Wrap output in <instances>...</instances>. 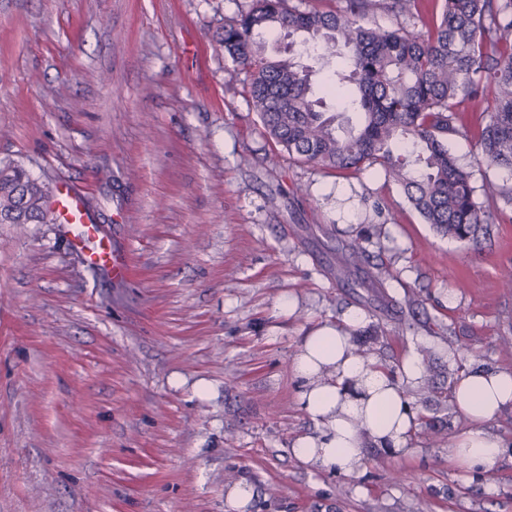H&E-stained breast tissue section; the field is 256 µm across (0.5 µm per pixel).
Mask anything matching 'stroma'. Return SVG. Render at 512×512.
I'll use <instances>...</instances> for the list:
<instances>
[{
	"label": "stroma",
	"instance_id": "35a3bbf8",
	"mask_svg": "<svg viewBox=\"0 0 512 512\" xmlns=\"http://www.w3.org/2000/svg\"><path fill=\"white\" fill-rule=\"evenodd\" d=\"M248 3L0 0V160L82 186L131 267H89L67 224H0V512H227L243 479L242 512H512L511 409L488 470L448 457L454 384L512 370V215L451 240L381 167L277 149L216 42ZM450 146L478 204L512 183L475 138ZM350 308L357 353L423 369L409 451L369 446L356 476L291 452L314 429L292 359ZM254 496L253 486L247 481H239L225 494V503L229 509H240Z\"/></svg>",
	"mask_w": 512,
	"mask_h": 512
}]
</instances>
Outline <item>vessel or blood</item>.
Returning <instances> with one entry per match:
<instances>
[{
    "instance_id": "obj_1",
    "label": "vessel or blood",
    "mask_w": 512,
    "mask_h": 512,
    "mask_svg": "<svg viewBox=\"0 0 512 512\" xmlns=\"http://www.w3.org/2000/svg\"><path fill=\"white\" fill-rule=\"evenodd\" d=\"M52 208L65 223L77 227L76 243L93 242L94 247L87 256L89 266L109 267L116 281L123 282L130 278L131 268L126 253L111 249L109 244L99 241L98 228L84 207L80 190L64 189L53 201Z\"/></svg>"
}]
</instances>
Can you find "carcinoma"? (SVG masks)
<instances>
[{"label":"carcinoma","mask_w":512,"mask_h":512,"mask_svg":"<svg viewBox=\"0 0 512 512\" xmlns=\"http://www.w3.org/2000/svg\"><path fill=\"white\" fill-rule=\"evenodd\" d=\"M400 18L388 27L370 7ZM346 0L338 10H302L287 0H250L224 24L218 43L247 73L246 93L274 144L299 160L339 171L380 166L400 185L423 221L441 236L478 238L500 206L512 207V185L475 201L472 172L449 140L477 138L479 163L512 174V0ZM300 37L299 50L271 56L264 34ZM340 59L336 80L316 95L297 54ZM344 101L357 123L336 125L325 96ZM486 102L484 121L462 122L468 104ZM49 190L13 161H0V224H56Z\"/></svg>","instance_id":"carcinoma-1"}]
</instances>
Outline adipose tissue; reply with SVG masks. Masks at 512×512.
Segmentation results:
<instances>
[{
  "mask_svg": "<svg viewBox=\"0 0 512 512\" xmlns=\"http://www.w3.org/2000/svg\"><path fill=\"white\" fill-rule=\"evenodd\" d=\"M363 322L360 312L347 310L340 324L322 325L304 336L292 360L302 409L317 426L316 433L297 438L292 453L311 467L357 474L367 444L405 451L418 424L405 387L421 378L419 361L406 359L395 379L377 361L357 355L353 333ZM451 397L470 427L449 446V458L468 470L494 463L505 445L487 424L512 407V371L472 367Z\"/></svg>",
  "mask_w": 512,
  "mask_h": 512,
  "instance_id": "adipose-tissue-1",
  "label": "adipose tissue"
}]
</instances>
